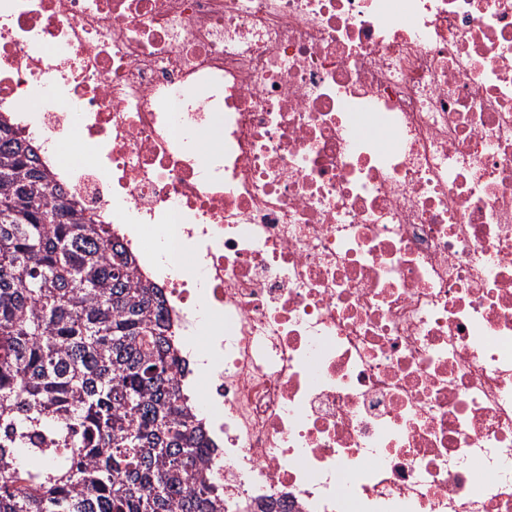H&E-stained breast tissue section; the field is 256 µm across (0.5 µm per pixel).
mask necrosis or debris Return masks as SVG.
Masks as SVG:
<instances>
[{
    "mask_svg": "<svg viewBox=\"0 0 512 512\" xmlns=\"http://www.w3.org/2000/svg\"><path fill=\"white\" fill-rule=\"evenodd\" d=\"M0 121L194 338L226 512H512V0H0Z\"/></svg>",
    "mask_w": 512,
    "mask_h": 512,
    "instance_id": "obj_1",
    "label": "necrosis or debris"
}]
</instances>
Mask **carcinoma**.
Wrapping results in <instances>:
<instances>
[{"mask_svg":"<svg viewBox=\"0 0 512 512\" xmlns=\"http://www.w3.org/2000/svg\"><path fill=\"white\" fill-rule=\"evenodd\" d=\"M160 288L0 124V512H224Z\"/></svg>","mask_w":512,"mask_h":512,"instance_id":"cac0c4a2","label":"carcinoma"}]
</instances>
